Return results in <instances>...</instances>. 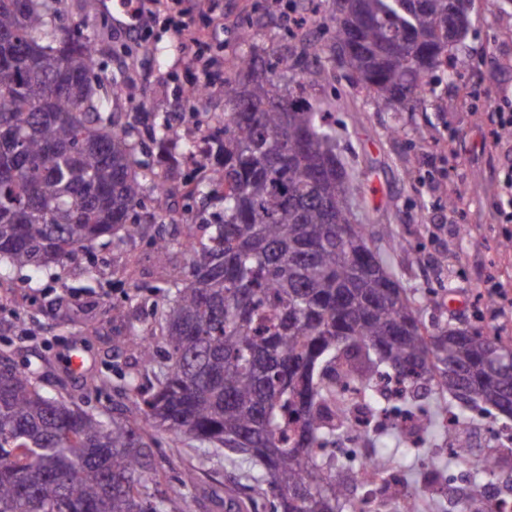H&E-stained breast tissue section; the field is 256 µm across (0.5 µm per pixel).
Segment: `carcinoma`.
Masks as SVG:
<instances>
[{"instance_id":"carcinoma-1","label":"carcinoma","mask_w":512,"mask_h":512,"mask_svg":"<svg viewBox=\"0 0 512 512\" xmlns=\"http://www.w3.org/2000/svg\"><path fill=\"white\" fill-rule=\"evenodd\" d=\"M0 0V265L42 270L130 224L146 174L137 171L133 129L106 115L93 82L95 52L57 25L55 0ZM463 0H332L333 56L378 108L421 103L435 69L453 75L448 47L470 24ZM308 43L288 70L322 64ZM243 76L224 80V138L208 177L224 201L218 224L184 245L193 258L161 320L167 364L109 420L48 395L17 368L0 370V512H177L179 488L159 496L153 436L141 422L189 444L249 462L276 512H357L330 449L359 397L372 416L366 444L402 431L374 426L386 413L376 383L395 379L419 420L412 448L435 435L448 457L469 460L458 432L467 411L491 406L512 417V345L478 329L428 328L415 300L356 220L357 179L336 153L325 105L277 91L276 75L245 56ZM447 396L433 409L431 387ZM475 482L436 512H494ZM423 512L411 482L393 479L380 509Z\"/></svg>"}]
</instances>
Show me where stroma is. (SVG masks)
Returning a JSON list of instances; mask_svg holds the SVG:
<instances>
[{"label":"stroma","instance_id":"35a3bbf8","mask_svg":"<svg viewBox=\"0 0 512 512\" xmlns=\"http://www.w3.org/2000/svg\"><path fill=\"white\" fill-rule=\"evenodd\" d=\"M324 0L313 9L308 0H197L193 12L180 14L165 0L155 21L137 33L114 26L98 0H59L60 25L89 35L95 44L94 79L99 96L111 108L118 126L133 127L143 171L164 176L169 187L170 219L157 220L152 183H145L132 221L152 224L167 249L148 239L119 235L79 249L61 268L35 271L0 269V357L10 360L52 395L79 405L101 418L125 401L117 390L124 378L141 386L153 380L141 367L136 335L153 331L168 299L156 289L157 274H189V257L181 243L196 227L198 214L218 210L215 199L199 193L215 156L188 152L199 132L224 125V95L215 93L187 106L189 85L210 70L223 80L239 56L252 52L269 68L300 51L289 16L320 22L330 15ZM190 28L198 41L188 49L176 34ZM250 42H242L241 30ZM454 81L434 86L424 105H394L381 110L364 90L353 87L342 70L325 64L301 74L308 100L335 102L340 157L361 185L367 208L363 223L389 226L404 250L382 251L381 258L412 297L430 296L421 308L426 325L451 322L512 338V312L496 311L488 290L512 287V224L498 221L508 201L499 182L512 167L504 156L512 135L501 134L496 114L512 102V0H473L471 24L458 53ZM182 130V148L173 161L161 159L155 137L163 126ZM86 359L81 375L68 366L72 348ZM153 451L163 488L177 487L188 472L196 483L185 488L182 512H217L203 496L222 483L225 497L245 502L249 512H272V499L246 488L241 469L223 453L199 455L173 433L154 430ZM421 471L409 458L395 456L391 471L406 476L423 504H431L445 480L476 479V462L449 461L430 447Z\"/></svg>","mask_w":512,"mask_h":512}]
</instances>
